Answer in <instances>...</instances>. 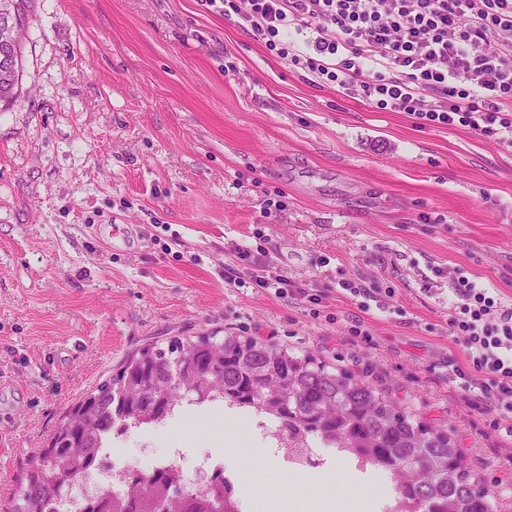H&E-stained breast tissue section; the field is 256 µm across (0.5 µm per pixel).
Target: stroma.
Wrapping results in <instances>:
<instances>
[{
    "instance_id": "1",
    "label": "stroma",
    "mask_w": 512,
    "mask_h": 512,
    "mask_svg": "<svg viewBox=\"0 0 512 512\" xmlns=\"http://www.w3.org/2000/svg\"><path fill=\"white\" fill-rule=\"evenodd\" d=\"M17 96L0 108V512L61 416L149 342L266 336L352 370L512 477V414L450 388L452 281L512 303V147L419 128L317 84L200 0H28ZM115 220L130 250L96 239ZM237 246L300 300L224 281ZM392 289L361 311L339 283ZM364 321L372 346L350 329ZM263 512H361L368 482L297 476L222 448Z\"/></svg>"
}]
</instances>
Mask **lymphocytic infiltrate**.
Masks as SVG:
<instances>
[{"label": "lymphocytic infiltrate", "instance_id": "1", "mask_svg": "<svg viewBox=\"0 0 512 512\" xmlns=\"http://www.w3.org/2000/svg\"><path fill=\"white\" fill-rule=\"evenodd\" d=\"M223 3L276 56L380 110L402 112L421 128L463 127L512 146V0H201ZM251 266L255 287L305 299L318 315L322 296L297 288L277 268L254 265L238 248L227 284ZM448 318L466 363L449 383L464 396L512 413V305L455 282Z\"/></svg>", "mask_w": 512, "mask_h": 512}]
</instances>
